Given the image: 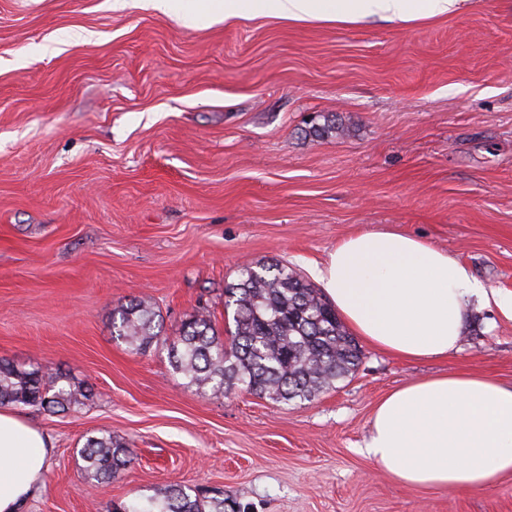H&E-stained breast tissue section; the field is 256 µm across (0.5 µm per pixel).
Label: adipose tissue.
I'll return each mask as SVG.
<instances>
[{
	"label": "adipose tissue",
	"mask_w": 512,
	"mask_h": 512,
	"mask_svg": "<svg viewBox=\"0 0 512 512\" xmlns=\"http://www.w3.org/2000/svg\"><path fill=\"white\" fill-rule=\"evenodd\" d=\"M468 0H137L194 28L245 14L291 22L410 21L461 12ZM314 274L339 316L405 360L459 344L471 300L512 318V292H488L469 268L423 239L366 229L338 243ZM52 443L0 408V512H20L44 482ZM398 485L477 492L512 474V385L464 372L409 382L375 406L362 448Z\"/></svg>",
	"instance_id": "obj_1"
}]
</instances>
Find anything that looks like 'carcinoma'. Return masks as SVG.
<instances>
[{
  "label": "carcinoma",
  "mask_w": 512,
  "mask_h": 512,
  "mask_svg": "<svg viewBox=\"0 0 512 512\" xmlns=\"http://www.w3.org/2000/svg\"><path fill=\"white\" fill-rule=\"evenodd\" d=\"M234 332L224 341L204 309L168 343L170 363L197 390L222 396L237 388L286 405L312 401L354 372L361 351L331 303L295 270L259 263L239 271L224 289ZM152 304L131 298L113 311V337L143 354L162 340ZM90 397L49 366L31 370L0 363V406L66 412ZM80 455L89 485L111 482L131 463L134 450L110 435L89 436ZM114 512H225L222 497L169 485L146 501L121 503Z\"/></svg>",
  "instance_id": "obj_1"
}]
</instances>
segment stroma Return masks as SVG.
<instances>
[{"label": "stroma", "mask_w": 512, "mask_h": 512, "mask_svg": "<svg viewBox=\"0 0 512 512\" xmlns=\"http://www.w3.org/2000/svg\"><path fill=\"white\" fill-rule=\"evenodd\" d=\"M333 119L349 135L316 138ZM448 251L512 292V0L409 22L244 16L186 28L106 0H0V361L48 365L83 405L21 413L53 443L22 512H112L170 484L242 512H512L481 493L393 483L362 454L373 409L451 372L512 385V318L470 307L457 350L406 361L361 344L355 373L285 405L190 387L166 343L199 308L233 328L241 266L314 264L365 228ZM139 297L164 343L112 337ZM107 430L134 450L87 487L78 454Z\"/></svg>", "instance_id": "1"}]
</instances>
